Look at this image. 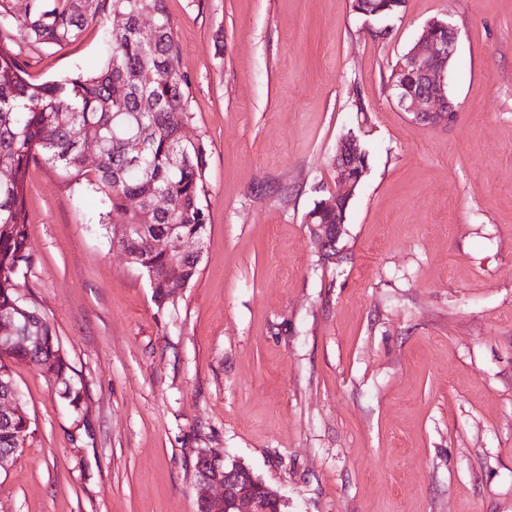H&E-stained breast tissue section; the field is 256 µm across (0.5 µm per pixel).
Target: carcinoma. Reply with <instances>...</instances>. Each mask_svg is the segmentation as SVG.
Returning <instances> with one entry per match:
<instances>
[{"mask_svg":"<svg viewBox=\"0 0 512 512\" xmlns=\"http://www.w3.org/2000/svg\"><path fill=\"white\" fill-rule=\"evenodd\" d=\"M355 12L370 7L378 18L397 15L388 0H360ZM125 16V26L107 32L104 63L61 80L34 83L12 51L0 43V322L10 323L16 339L0 343V393L16 387L12 364L32 362L53 382L70 411L80 409L84 392L74 382L66 351L50 318L17 291L18 278L34 263L28 247L25 177L41 160L69 185L84 183L98 194L112 245L146 274L158 306L178 297L169 279L190 286L200 261L179 250L183 238L203 240L207 215L202 192L208 150L193 133L189 83L180 71V47L164 0H26L19 27L42 44L79 38L88 19L104 12ZM151 16L157 38L139 37L142 18ZM101 143L100 163L85 165L81 140ZM165 193L169 209L160 213L154 195ZM140 205L129 208L130 198ZM170 238L166 252L143 248L144 236ZM32 433L31 419L0 421V459L10 462Z\"/></svg>","mask_w":512,"mask_h":512,"instance_id":"1","label":"carcinoma"}]
</instances>
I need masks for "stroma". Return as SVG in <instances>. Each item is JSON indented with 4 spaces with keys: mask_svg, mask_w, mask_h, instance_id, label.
<instances>
[{
    "mask_svg": "<svg viewBox=\"0 0 512 512\" xmlns=\"http://www.w3.org/2000/svg\"><path fill=\"white\" fill-rule=\"evenodd\" d=\"M208 146L202 263L174 309L91 223V189L26 177L46 313L84 400L63 410L13 366L34 432L0 472V512H197L201 449L239 460L286 512H512V0H165ZM0 43L29 79L105 60L112 16L46 45L6 0ZM460 33L448 125L396 103L427 21ZM387 36H379V29ZM359 137L367 171L341 262L305 216Z\"/></svg>",
    "mask_w": 512,
    "mask_h": 512,
    "instance_id": "stroma-1",
    "label": "stroma"
}]
</instances>
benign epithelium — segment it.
Segmentation results:
<instances>
[{"instance_id": "7a95c632", "label": "benign epithelium", "mask_w": 512, "mask_h": 512, "mask_svg": "<svg viewBox=\"0 0 512 512\" xmlns=\"http://www.w3.org/2000/svg\"><path fill=\"white\" fill-rule=\"evenodd\" d=\"M459 42L457 29L442 19H432L422 28L414 46L393 67L390 89L404 111L424 125L448 123L455 107L448 97L446 74ZM365 149L353 133L339 142L333 159L336 189L327 200L319 201V212L310 213L305 223L311 224L323 212H336V223L316 227L320 253L326 262H339L343 251L338 247L343 233L345 212L353 192L365 175L362 159ZM22 414L19 398L0 396V421ZM197 505H217L224 512H282L283 496L256 477L243 463L224 470L223 476L206 477L197 486Z\"/></svg>"}]
</instances>
